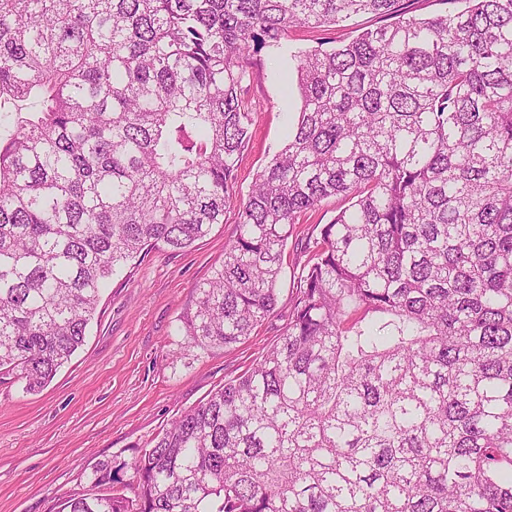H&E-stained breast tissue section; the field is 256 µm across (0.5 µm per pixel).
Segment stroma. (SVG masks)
Wrapping results in <instances>:
<instances>
[{"instance_id": "obj_1", "label": "stroma", "mask_w": 512, "mask_h": 512, "mask_svg": "<svg viewBox=\"0 0 512 512\" xmlns=\"http://www.w3.org/2000/svg\"><path fill=\"white\" fill-rule=\"evenodd\" d=\"M379 23L377 16L364 15L336 26L297 28L287 42L330 48ZM245 66L243 97L255 122L236 172L242 198L287 139L300 108L288 53L266 50ZM236 227L232 208L193 246L150 251L114 275L84 346L41 392H25L18 382L0 384V512H62L68 496L86 487L97 462L130 460L132 446L145 445L277 341L293 274L308 259L293 242L286 249L275 315L249 340L204 353L185 347L176 334L195 286L223 261Z\"/></svg>"}]
</instances>
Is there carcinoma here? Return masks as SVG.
I'll use <instances>...</instances> for the list:
<instances>
[{
    "label": "carcinoma",
    "mask_w": 512,
    "mask_h": 512,
    "mask_svg": "<svg viewBox=\"0 0 512 512\" xmlns=\"http://www.w3.org/2000/svg\"><path fill=\"white\" fill-rule=\"evenodd\" d=\"M0 0V383L37 393L101 290L238 204L176 335L201 351L274 316L276 343L69 512H512V0ZM383 24L291 51L300 111L245 198L244 61L293 27ZM444 0H405V7L411 15L428 18L435 15L446 14L448 10L461 9L463 3H451ZM346 206H348V203L343 197H332L326 200L318 210L308 214L304 218V224L297 225V227H299V231H301L299 238L303 235L306 236L307 233H309L310 236L313 230V235L316 236L322 224H327L340 209ZM317 224H319V227L316 229Z\"/></svg>",
    "instance_id": "carcinoma-1"
}]
</instances>
